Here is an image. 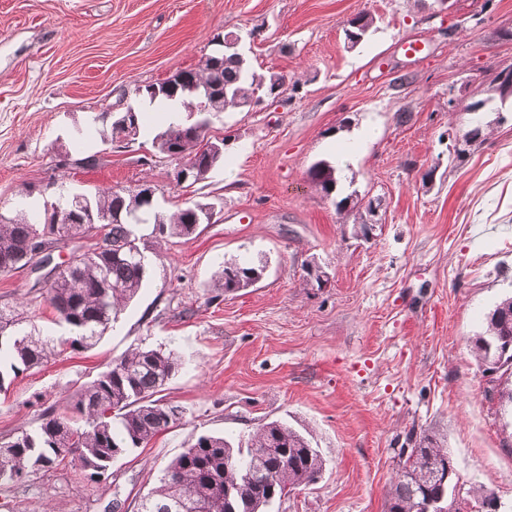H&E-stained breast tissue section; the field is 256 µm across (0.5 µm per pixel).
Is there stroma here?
<instances>
[{
    "instance_id": "obj_1",
    "label": "stroma",
    "mask_w": 512,
    "mask_h": 512,
    "mask_svg": "<svg viewBox=\"0 0 512 512\" xmlns=\"http://www.w3.org/2000/svg\"><path fill=\"white\" fill-rule=\"evenodd\" d=\"M361 12L375 29L351 48L344 29ZM227 31L256 32L252 67L302 86L219 114L211 132L228 143L207 181L188 193L175 163L144 162L167 114L138 146L103 143V112L195 67ZM510 67L512 0H455L446 14L431 0H0V215L144 180L161 212L216 206L201 234L163 248L140 226L148 282L113 327L0 393L6 438L128 349L163 344L182 365L161 397L182 419L97 483L70 462L28 474L0 490V512L136 507L196 436L244 442L273 420L308 436L325 466L271 512H386L397 453L425 432L444 438L460 490L512 512V414L472 352L512 294V97L495 82ZM477 120L494 131L458 158ZM89 155L96 167L81 165ZM322 159L338 168L328 196L308 177ZM368 198L380 211L366 237L355 227ZM225 260L263 276L218 294ZM313 266L327 287L307 286ZM30 285L28 271L0 274V304L58 333Z\"/></svg>"
}]
</instances>
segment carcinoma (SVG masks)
<instances>
[{"mask_svg":"<svg viewBox=\"0 0 512 512\" xmlns=\"http://www.w3.org/2000/svg\"><path fill=\"white\" fill-rule=\"evenodd\" d=\"M197 77L202 81L223 79L230 109L238 108L240 100L258 102L260 95L272 94L270 82H262L266 74L229 54L224 55L219 74L199 72ZM147 101L152 106L198 107L196 102L185 103L179 93H161ZM206 129L202 125L192 134L186 123L172 119L159 137L202 163L205 156L199 155V139L206 137ZM308 176L325 194L335 191L336 167L330 162H316ZM89 200L96 216H110L120 209L127 212L132 205L130 191L124 189L97 191ZM188 213L186 206L170 215L153 212L154 233L162 238L191 237L199 225L187 223ZM65 229L79 271L74 277L55 281L43 294L69 333L44 336L34 328L28 330L17 308L0 306V392L7 378L48 362L59 346L74 350L94 346L146 280L145 256L134 258L125 251L138 239L137 225L128 223L127 218L109 224H67ZM54 230L55 225L41 224L37 219L0 220V274L24 267L28 249L46 242L45 236ZM98 230L104 231L112 249L97 252L93 244H78ZM263 271L262 266L226 262L215 285L235 293L259 279ZM509 337L512 296L493 306L484 331L474 337L473 354L478 364L492 359L498 344ZM180 366L176 353L161 345L136 348L113 360L111 366L78 388L63 408L45 412L35 428L23 429L0 442V488L68 457L79 463L84 477L92 482L104 476L118 459L147 447L182 418L180 407L157 398ZM398 458L386 512H421L420 494L433 468L453 458L445 441L435 433H426L411 447L399 449ZM324 465L321 452L310 439L279 421L263 424L244 448H236L222 437L200 435L168 463L159 485L143 497L141 512H267L288 490L314 482Z\"/></svg>","mask_w":512,"mask_h":512,"instance_id":"cac0c4a2","label":"carcinoma"}]
</instances>
